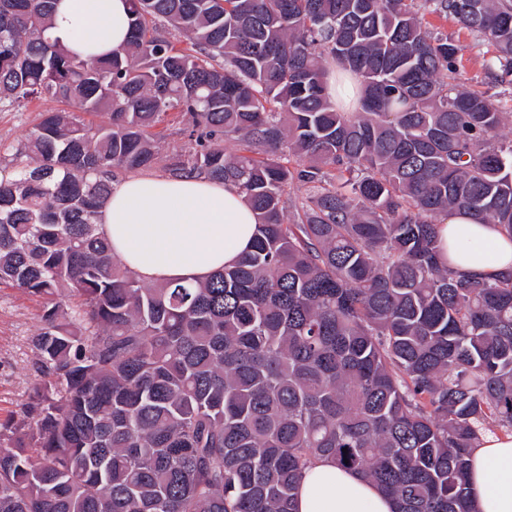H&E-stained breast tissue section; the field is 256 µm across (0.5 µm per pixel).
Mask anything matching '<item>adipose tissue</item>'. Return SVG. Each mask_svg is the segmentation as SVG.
I'll use <instances>...</instances> for the list:
<instances>
[{
    "label": "adipose tissue",
    "instance_id": "ef3b65f1",
    "mask_svg": "<svg viewBox=\"0 0 512 512\" xmlns=\"http://www.w3.org/2000/svg\"><path fill=\"white\" fill-rule=\"evenodd\" d=\"M129 0H57L54 38L84 58L125 45ZM255 215L233 187L209 179L131 174L99 215L116 257L143 280L201 282L234 263L254 237ZM441 254L457 270L494 278L512 272V239L467 215L438 227ZM475 512H512V433H485L470 457ZM297 512H393L360 473L321 459L306 472Z\"/></svg>",
    "mask_w": 512,
    "mask_h": 512
}]
</instances>
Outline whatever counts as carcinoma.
Returning <instances> with one entry per match:
<instances>
[{
  "instance_id": "carcinoma-1",
  "label": "carcinoma",
  "mask_w": 512,
  "mask_h": 512,
  "mask_svg": "<svg viewBox=\"0 0 512 512\" xmlns=\"http://www.w3.org/2000/svg\"><path fill=\"white\" fill-rule=\"evenodd\" d=\"M53 7L0 0V108L63 104L0 174V285L46 300L0 419V512H296L323 458L394 512H474L471 453L512 431V275L443 263L437 224L512 238V113L460 86L424 15L493 42L503 79L512 0H130L127 45L91 60L53 39ZM158 165L255 212L205 282L148 283L99 231L118 174ZM175 116L176 114L169 116L167 121L156 129L157 132H160L159 146L163 155L179 150L184 142L180 133L184 121L181 117L177 118Z\"/></svg>"
}]
</instances>
